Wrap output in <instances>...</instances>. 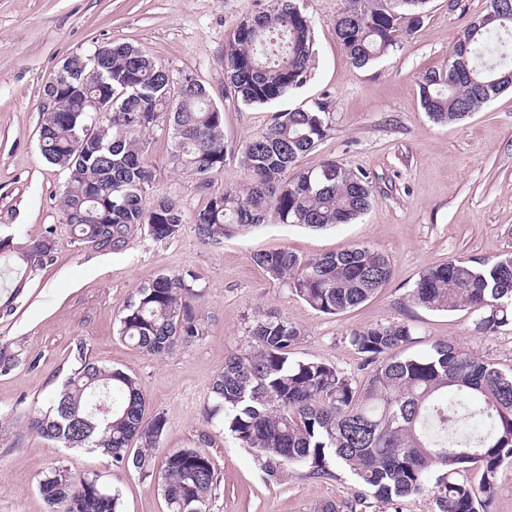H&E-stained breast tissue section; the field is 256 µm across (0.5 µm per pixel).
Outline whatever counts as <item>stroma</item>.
I'll use <instances>...</instances> for the list:
<instances>
[{"label": "stroma", "instance_id": "1", "mask_svg": "<svg viewBox=\"0 0 512 512\" xmlns=\"http://www.w3.org/2000/svg\"><path fill=\"white\" fill-rule=\"evenodd\" d=\"M268 0H0V239L20 246L51 236L42 267L26 270L16 253L0 255V299L14 312L0 318V351L15 366L0 371V512H45L37 490L42 472L68 468L74 477L98 474L119 491L122 512H166L162 496L130 468L87 449H68L31 432L28 421L61 389L77 346L97 363L135 376L148 414H162L165 432L155 451L207 450L218 474L210 512H320L333 501L343 512H436L430 493L393 507L363 490L333 463L326 475L267 482L252 451L208 423L209 387L227 353L243 347L257 312H275L299 327L294 355L336 365L354 381L368 368L351 335L377 324L405 321L413 329L410 354L436 342L456 343L484 361L512 371V329L492 335L476 328L470 308L452 312L412 306L408 293L430 265L451 258L512 253V90L457 125L434 123L424 111L417 79L444 71L468 21L489 0H430L423 27L402 49L364 67L353 65L333 21L344 0H302L315 22V54L306 84L273 106L244 105L224 83V47L239 23ZM137 47L169 70L209 89L224 112V138L239 147L268 126L275 112L323 102L329 135L298 162L312 169L336 161L363 170L373 186L370 209L355 223L314 230L268 224L202 245L194 216L209 194L247 182L236 157L201 188L197 176L167 166V142L148 151L158 167L153 197L177 199L184 210L178 235L158 241L136 231L118 250L76 241L64 220L68 175L48 163L38 145L42 88L61 60L106 42ZM367 244L389 259L386 288L361 306L336 315L318 312L271 281L256 253L287 248L307 257ZM162 274L193 276L205 294L198 310L207 334L163 356L121 342L119 316L135 290Z\"/></svg>", "mask_w": 512, "mask_h": 512}]
</instances>
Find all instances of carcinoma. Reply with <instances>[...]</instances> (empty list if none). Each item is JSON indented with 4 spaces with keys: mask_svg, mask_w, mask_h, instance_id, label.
<instances>
[{
    "mask_svg": "<svg viewBox=\"0 0 512 512\" xmlns=\"http://www.w3.org/2000/svg\"><path fill=\"white\" fill-rule=\"evenodd\" d=\"M429 0H346L334 23L351 62L363 67L399 49L422 27ZM498 19L463 30L445 72L419 76L421 104L440 124H456L512 85V8L490 0ZM315 24L300 0H270L269 8L237 27L224 49L226 84L247 105H272L303 86L314 52ZM111 55L75 53L61 64L77 91L64 111L45 106L39 147L68 172L64 219L76 240L117 249L139 226L156 240L172 239L184 223L179 201L150 200L156 167L146 154L149 136L167 138L168 165L199 177L224 167L232 154L224 138V112L210 104L207 87L192 76L177 89L164 65L126 43ZM109 107L95 112L91 103ZM328 106L278 112L250 136L236 158L248 175L243 190L209 198L195 216L198 239L220 247L224 239L266 224L326 229L349 224L371 206L368 176L334 161L300 169L298 160L327 137ZM53 250L45 237L27 244L20 259L40 266ZM255 264L311 308L336 315L385 288L389 259L355 244L305 258L287 248L261 252ZM204 289L196 279L161 274L136 289L119 319L118 337L149 356H162L206 335L196 309ZM409 301L430 311L469 307L476 327L494 334L512 326V254L483 260L450 259L426 268ZM245 349L224 359L210 387L207 419L218 421L256 453L269 482L288 471L326 473L347 467L378 501L431 489L438 512H489L501 467L512 462V373L440 341L422 355H406V322L379 324L352 334L350 344L370 366L362 384L336 366L298 360L301 331L272 312L249 327ZM76 364L49 410L31 419L40 437L66 448H85L134 468L160 491L167 512H209L218 484L214 463L200 448H178L155 466L166 427L161 414L145 418L146 396L136 377L87 358ZM480 473V489L470 477ZM441 471L428 487L431 468ZM47 512H121L120 494L96 474L74 478L57 466L37 482Z\"/></svg>",
    "mask_w": 512,
    "mask_h": 512,
    "instance_id": "cac0c4a2",
    "label": "carcinoma"
}]
</instances>
